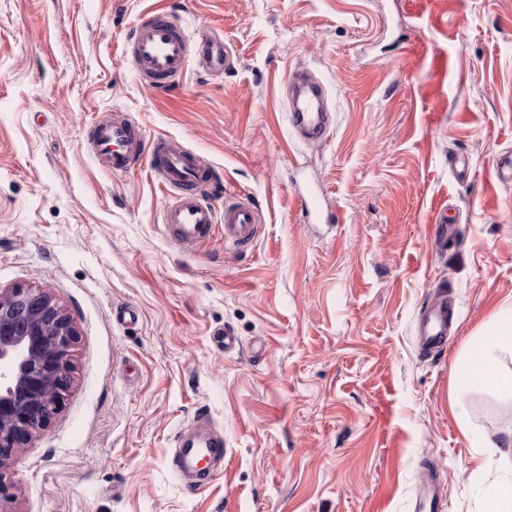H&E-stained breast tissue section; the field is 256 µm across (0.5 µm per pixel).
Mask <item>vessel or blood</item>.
<instances>
[{
    "instance_id": "1",
    "label": "vessel or blood",
    "mask_w": 512,
    "mask_h": 512,
    "mask_svg": "<svg viewBox=\"0 0 512 512\" xmlns=\"http://www.w3.org/2000/svg\"><path fill=\"white\" fill-rule=\"evenodd\" d=\"M132 57L136 67L159 88L176 83L185 70L188 39L179 23L167 12L150 13L136 26L132 35ZM202 61L210 66H228L230 54L217 40L203 41L198 49ZM288 118L300 138L309 142L324 139L331 125L325 108L326 90L315 77L296 74L289 78ZM165 171L168 185L181 189V197L164 212L166 228L181 243L200 245L216 233H223L224 244L236 251L251 248L260 232L257 208L246 201L225 204L223 214H216L208 202L193 190L203 165L198 157L170 140L154 148ZM144 153L143 139L131 125L115 120L100 123L94 142L98 161L124 170ZM451 310L447 301L434 300L424 312L419 345L423 353L442 347L448 339ZM172 468L177 474L196 468L201 454H213L223 447L224 437L208 418H199L190 428L179 432Z\"/></svg>"
}]
</instances>
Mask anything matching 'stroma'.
I'll use <instances>...</instances> for the list:
<instances>
[{
    "instance_id": "1",
    "label": "stroma",
    "mask_w": 512,
    "mask_h": 512,
    "mask_svg": "<svg viewBox=\"0 0 512 512\" xmlns=\"http://www.w3.org/2000/svg\"><path fill=\"white\" fill-rule=\"evenodd\" d=\"M156 8L191 44L219 36L229 69L193 56L178 88L153 89L129 44ZM298 70L327 90L324 142L288 123ZM113 118L217 170L216 211L254 201V247L167 234L178 192L160 171L93 155ZM506 152L512 0H0V292L45 289L78 333L61 409L4 470L8 512H415L429 463L442 512H481L479 482L512 470L469 435L511 429L512 405L473 390L457 413L449 393L512 300ZM441 293L457 321L424 358L417 322ZM128 306L136 321L116 320ZM201 412L224 459L190 494L171 458Z\"/></svg>"
}]
</instances>
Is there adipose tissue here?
Segmentation results:
<instances>
[{
  "label": "adipose tissue",
  "instance_id": "adipose-tissue-1",
  "mask_svg": "<svg viewBox=\"0 0 512 512\" xmlns=\"http://www.w3.org/2000/svg\"><path fill=\"white\" fill-rule=\"evenodd\" d=\"M479 334L478 350L462 351L458 358L453 405H461L463 394L473 389L512 401V369L503 364L512 359V302L501 304Z\"/></svg>",
  "mask_w": 512,
  "mask_h": 512
}]
</instances>
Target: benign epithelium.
<instances>
[{
  "label": "benign epithelium",
  "mask_w": 512,
  "mask_h": 512,
  "mask_svg": "<svg viewBox=\"0 0 512 512\" xmlns=\"http://www.w3.org/2000/svg\"><path fill=\"white\" fill-rule=\"evenodd\" d=\"M76 339L71 318L44 289L0 293V471L59 411Z\"/></svg>",
  "instance_id": "obj_1"
}]
</instances>
